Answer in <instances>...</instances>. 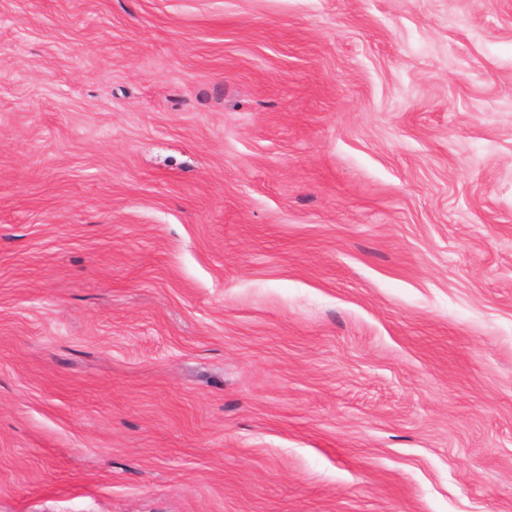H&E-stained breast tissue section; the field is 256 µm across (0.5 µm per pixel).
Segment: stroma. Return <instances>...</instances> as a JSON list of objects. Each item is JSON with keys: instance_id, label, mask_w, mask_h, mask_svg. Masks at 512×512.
<instances>
[{"instance_id": "obj_1", "label": "stroma", "mask_w": 512, "mask_h": 512, "mask_svg": "<svg viewBox=\"0 0 512 512\" xmlns=\"http://www.w3.org/2000/svg\"><path fill=\"white\" fill-rule=\"evenodd\" d=\"M0 512H512V0H0Z\"/></svg>"}]
</instances>
